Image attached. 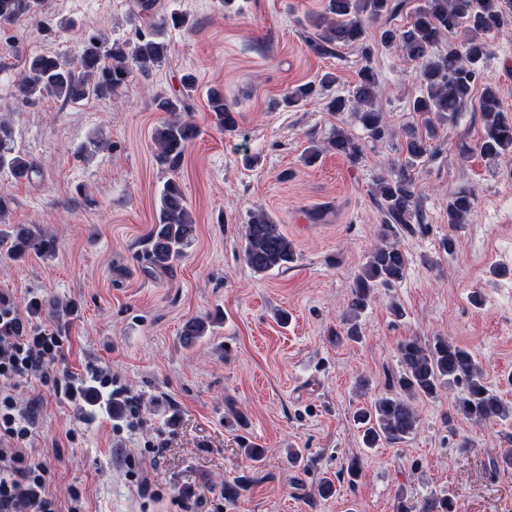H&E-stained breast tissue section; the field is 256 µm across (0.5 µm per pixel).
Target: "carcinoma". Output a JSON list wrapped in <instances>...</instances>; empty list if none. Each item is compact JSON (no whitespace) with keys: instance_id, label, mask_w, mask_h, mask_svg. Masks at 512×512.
<instances>
[{"instance_id":"cac0c4a2","label":"carcinoma","mask_w":512,"mask_h":512,"mask_svg":"<svg viewBox=\"0 0 512 512\" xmlns=\"http://www.w3.org/2000/svg\"><path fill=\"white\" fill-rule=\"evenodd\" d=\"M42 0H0V27L37 18ZM139 14L151 18L147 29L136 33L133 42H108L92 34L74 55L48 51L30 56L18 80L20 95L27 101L52 98L77 104L92 98H105L129 83L135 74H148L168 55L169 45L162 29L182 28L183 14L171 11L153 21L156 0H136ZM400 4L394 0H328L326 15L316 23L322 28L310 41V49L318 55L333 52L338 45H352L366 39V24L395 13ZM503 0H424L406 25L379 31L384 46H397L410 60L423 61L419 73L421 92L412 103V111L423 116V131L410 132L405 142V164L394 180L379 179L373 189L383 214L381 243L369 254L361 272L350 287L344 320L350 339H360L357 322L369 306L378 288H392L401 282L408 267L406 252L389 239L411 228L417 217L413 181L408 169L426 156L431 140L437 134L436 123L452 121L472 100L477 71L489 54L484 36L505 23ZM191 74L181 78L183 92L158 96L153 100L156 111L166 114L153 127L151 140L155 159L168 173L159 194L157 217L146 237L143 259L147 271L167 275L174 271L195 237V222L187 208L177 181L185 152L197 136L196 125L181 113L190 111L188 98L195 88ZM315 88L297 86L285 98L287 106H295L311 97ZM378 93L377 73L365 63L358 70V82L351 97L335 96L327 107L342 112L349 105L357 109L359 119L373 140L389 133L383 114L374 108ZM478 110L484 120V134L476 144L479 154L490 162L512 156V115L502 110L497 91L483 88ZM208 111L216 126L226 132L234 130V111L224 96L212 92ZM8 121L0 116V170H7L20 181L35 173L31 161L13 152ZM336 153L356 161L360 144L343 131H336L330 141ZM475 206L472 191L461 188L448 199V223L460 225ZM244 260L251 270L264 274L288 267L295 261L293 243L265 212L250 217L244 229ZM0 247L13 258L34 253L41 257L55 254V240L48 234L18 225L10 232L0 231ZM399 373L389 379L394 391L357 409L354 422L362 431V443L376 448L382 442H396L415 434L419 416L413 404L417 397L435 399L440 392L462 387L456 400L457 411L475 424L512 418V406L506 404L486 384L484 370L467 348L445 336L423 340L411 336L397 348ZM396 512H454L447 496H430L419 506H410L407 496L399 492Z\"/></svg>"}]
</instances>
